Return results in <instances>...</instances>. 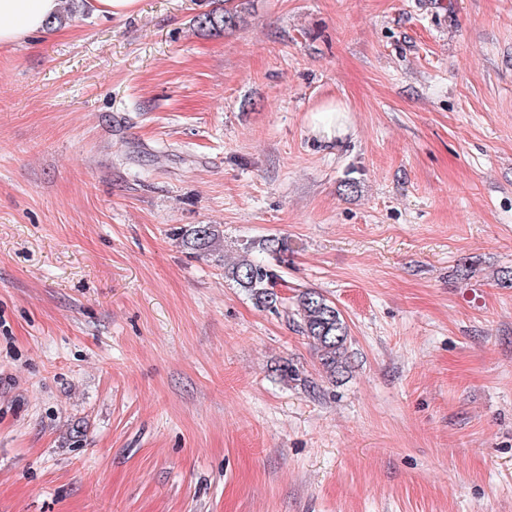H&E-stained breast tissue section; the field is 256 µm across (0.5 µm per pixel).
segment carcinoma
<instances>
[{"label":"carcinoma","instance_id":"cac0c4a2","mask_svg":"<svg viewBox=\"0 0 512 512\" xmlns=\"http://www.w3.org/2000/svg\"><path fill=\"white\" fill-rule=\"evenodd\" d=\"M236 15L218 7L197 19L198 28L207 31L229 29L235 26ZM220 238L213 224H197L185 231V246L195 251L211 249ZM261 251L279 257L288 252V243L279 238L260 241ZM224 277L243 288L254 304L264 310H279L291 316L299 332L307 338L327 377L336 379L351 368L348 326L336 304L314 289H305L296 295L293 308L276 291L280 280L278 271L269 264L245 257L225 268Z\"/></svg>","mask_w":512,"mask_h":512}]
</instances>
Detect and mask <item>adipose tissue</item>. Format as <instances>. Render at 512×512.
Listing matches in <instances>:
<instances>
[{
    "label": "adipose tissue",
    "instance_id": "obj_1",
    "mask_svg": "<svg viewBox=\"0 0 512 512\" xmlns=\"http://www.w3.org/2000/svg\"><path fill=\"white\" fill-rule=\"evenodd\" d=\"M61 0H0V45H10L46 31L57 16ZM310 131L324 148L341 142L349 125V110L339 101L329 100L312 110Z\"/></svg>",
    "mask_w": 512,
    "mask_h": 512
}]
</instances>
